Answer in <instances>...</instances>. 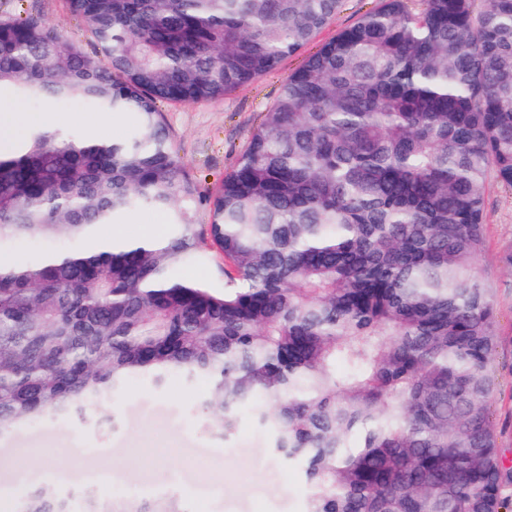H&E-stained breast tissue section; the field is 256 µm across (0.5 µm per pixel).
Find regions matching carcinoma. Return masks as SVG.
I'll return each mask as SVG.
<instances>
[{
	"mask_svg": "<svg viewBox=\"0 0 512 512\" xmlns=\"http://www.w3.org/2000/svg\"><path fill=\"white\" fill-rule=\"evenodd\" d=\"M95 51L0 17V88L133 112L123 141L31 126L0 155V435L132 374L208 383L301 465L305 512H512L493 419L485 189L512 192V0H382L283 82L198 230L162 106L223 98L302 51L344 0H67ZM141 208L157 242L95 247ZM224 255V288L176 275ZM27 243L57 248L37 256ZM348 370L336 373V362ZM359 442L351 443L353 437ZM81 512H185L178 502ZM15 512H70L40 490Z\"/></svg>",
	"mask_w": 512,
	"mask_h": 512,
	"instance_id": "cac0c4a2",
	"label": "carcinoma"
}]
</instances>
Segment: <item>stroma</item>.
<instances>
[{"label":"stroma","mask_w":512,"mask_h":512,"mask_svg":"<svg viewBox=\"0 0 512 512\" xmlns=\"http://www.w3.org/2000/svg\"><path fill=\"white\" fill-rule=\"evenodd\" d=\"M379 5L380 0H345L314 44L287 57L277 71L213 103L164 107L172 146L198 183L197 224H209V196L235 167L251 131L288 74L300 68L317 45L334 39ZM5 15L38 17L70 41L86 40L85 26L69 12L66 0H0V16ZM57 113L59 125L78 136L85 134L93 119L109 129L114 140L123 139L135 123L133 115L97 116L76 102L59 107ZM485 197L487 244L478 265L494 290L495 421L500 454L512 467V269L499 261L500 253L512 247V193L491 179ZM205 391L202 380L177 372L160 386L149 376H135L100 403L109 423L42 418L2 434L0 490L17 484L49 487L74 504L91 489L107 501L175 499L188 512H303L308 491L303 469L273 461L271 435L250 410L241 411L229 438L211 434L201 407ZM37 448L54 449V467H46L37 457L25 470L11 466L19 450ZM133 448L148 449L156 462L145 464L130 456Z\"/></svg>","instance_id":"1"}]
</instances>
